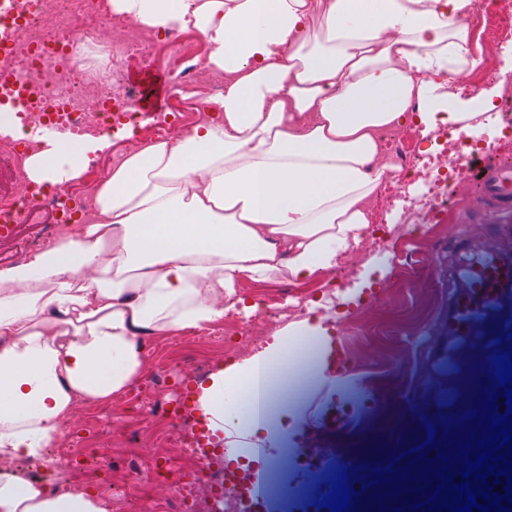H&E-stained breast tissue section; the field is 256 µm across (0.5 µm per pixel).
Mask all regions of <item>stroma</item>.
Instances as JSON below:
<instances>
[{
  "label": "stroma",
  "instance_id": "obj_1",
  "mask_svg": "<svg viewBox=\"0 0 512 512\" xmlns=\"http://www.w3.org/2000/svg\"><path fill=\"white\" fill-rule=\"evenodd\" d=\"M470 24L483 49V61L460 77L454 90L465 100L480 87L499 85L496 112L505 114L512 108V77H502L500 71L508 46L488 41L484 19L472 18ZM215 79L209 71L197 86L178 81L158 85V105L142 108L143 123H151L156 112L178 109L184 112L185 125L196 123L210 99L207 85ZM427 183L422 177L401 187L399 203L387 217L389 230L366 238L362 249L336 270V281L346 290L361 281L365 264L380 268L383 276L366 303L350 305L344 315L331 321L337 356L353 358L354 365L327 382L310 384L303 414L312 432L283 438L258 491L269 512H329L318 501L330 493V482L308 470L299 476L294 473L297 451L307 444L324 449L323 468L334 472L356 465V457L347 449L350 440L392 432L404 419L421 413L449 415L457 406L472 405L473 392L465 375L448 373V339L459 333L450 318L448 281L459 260L473 251L512 253V236L503 233L494 208L481 200L475 181L468 176L450 179L447 212L439 223L431 225L427 234L413 232L410 205L425 197ZM260 295L266 306L278 303L286 308L277 320L268 317L265 309L249 318L253 333L269 338L300 320V313L290 312L289 307L306 301L309 292L284 279ZM205 337L202 331L189 332L153 342L150 368L128 393L106 409L79 406L64 443L49 449L46 460L19 462V470L26 477L50 478L61 485L78 486L91 480L105 485L113 501L134 499L136 512H165L173 494L164 477L155 478L150 499H139L135 484L94 470L87 451L107 447L113 436L129 433L147 395L159 396L166 410L154 414L150 433L140 437V453L155 455L152 436L156 433L181 440L178 421L192 413L188 406L191 382L218 364L249 355L238 347L235 336L225 335L217 349L206 344Z\"/></svg>",
  "mask_w": 512,
  "mask_h": 512
}]
</instances>
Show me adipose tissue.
Here are the masks:
<instances>
[{
	"mask_svg": "<svg viewBox=\"0 0 512 512\" xmlns=\"http://www.w3.org/2000/svg\"><path fill=\"white\" fill-rule=\"evenodd\" d=\"M142 27L202 34L222 93L188 130L129 149L65 234L0 270V512H112L104 487L26 479L13 464L44 458L80 403L108 407L147 371L151 341L199 331L262 301L244 284L314 288L305 318L261 351L198 382L196 406L229 470L255 479L294 405L267 415L270 374L314 343L318 377L334 369L322 311L352 294L329 273L371 223V200L402 169L385 154L393 129L435 145L448 128L482 144L498 88L453 90L481 47L475 0H113ZM95 145L66 139L29 160L33 181L77 179Z\"/></svg>",
	"mask_w": 512,
	"mask_h": 512,
	"instance_id": "ef3b65f1",
	"label": "adipose tissue"
}]
</instances>
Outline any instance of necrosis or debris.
<instances>
[{
  "mask_svg": "<svg viewBox=\"0 0 512 512\" xmlns=\"http://www.w3.org/2000/svg\"><path fill=\"white\" fill-rule=\"evenodd\" d=\"M12 6L26 22L15 33L9 53L0 55V69L24 73L36 89L22 111L25 125L52 118L75 137H100L137 122L132 107L135 93L127 83L131 67L162 64L180 71L187 82L198 77V63L185 53L183 31L171 29L168 51L159 54L154 37L111 8L109 0H12ZM105 27L112 39L104 44L99 36ZM112 166L109 160L97 164L91 186L71 197L67 210L59 206V193L44 185L26 195H0V225L15 214L47 206L54 222L44 234L52 236L56 226L70 223L73 210L94 206L96 186L109 176ZM183 445L184 457L165 464L175 473L172 489L178 501H190L192 512H214L219 505L224 512H243V504L251 500L245 474L214 471L207 455L195 452L194 437H184ZM201 484L211 486V495L195 497Z\"/></svg>",
  "mask_w": 512,
  "mask_h": 512,
  "instance_id": "necrosis-or-debris-1",
  "label": "necrosis or debris"
}]
</instances>
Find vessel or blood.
<instances>
[{
  "instance_id": "1",
  "label": "vessel or blood",
  "mask_w": 512,
  "mask_h": 512,
  "mask_svg": "<svg viewBox=\"0 0 512 512\" xmlns=\"http://www.w3.org/2000/svg\"><path fill=\"white\" fill-rule=\"evenodd\" d=\"M15 17L10 0H0V52L8 53ZM0 112L15 111L28 102L32 90L24 76L16 71H0ZM68 128L53 119L39 126L41 149H52L65 138ZM479 193L488 203L504 214H512V159L504 158L482 171L478 179ZM512 290V256L485 253L476 256L469 264L465 280L455 292L456 324L462 331V343H469L470 336L483 318L495 307L502 295Z\"/></svg>"
}]
</instances>
